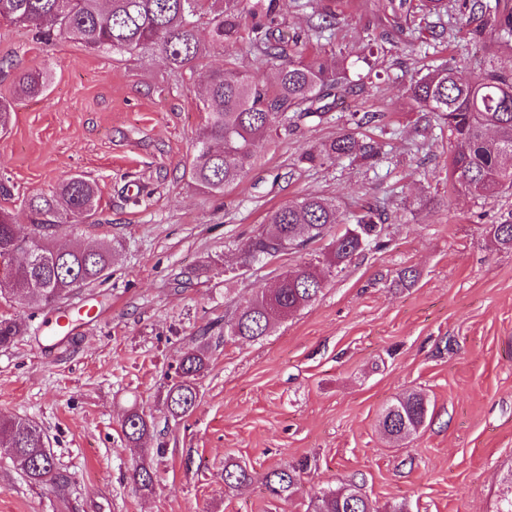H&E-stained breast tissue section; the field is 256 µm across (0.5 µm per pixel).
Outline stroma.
<instances>
[{
    "label": "stroma",
    "mask_w": 512,
    "mask_h": 512,
    "mask_svg": "<svg viewBox=\"0 0 512 512\" xmlns=\"http://www.w3.org/2000/svg\"><path fill=\"white\" fill-rule=\"evenodd\" d=\"M386 0H345L312 49L355 65L358 85L323 118H299L288 136L256 148L255 166L224 193L186 173L206 122L199 100L210 70L256 61L246 44L212 49L191 71L172 72L150 54L91 52L73 41L44 44L28 28L0 23V100L15 101L0 134V207L31 230L27 197L74 174L98 182L91 223L62 227L58 240L90 247L114 241L106 279L49 308L0 299V316L21 315L25 332L0 348V414L29 419L47 435L71 478L55 493L32 484L0 452V512H311L318 492L361 486L380 512H496L512 476V252L491 242L512 195L477 199L448 181V129L424 127L406 93L426 64L455 61L472 78L512 70V50L485 41H422L410 19L397 46H382ZM46 70L45 92L17 99L15 77ZM367 116L355 126V115ZM380 145L366 164L344 158L309 167L303 148L352 128ZM306 194L348 218L368 204L388 215L385 244L328 277L308 307L257 341L225 340L224 323L278 275L308 261L289 252L230 271L237 250L268 211ZM412 268L414 283L397 286ZM100 310L97 320L85 307ZM77 317L74 338L51 337L59 312ZM214 324L212 357L195 411L165 419L166 375ZM409 390L434 409L425 430L386 436L382 410ZM151 410L164 457L153 494L128 476L141 449L121 421L131 405ZM252 472L224 483V466ZM293 465L300 489L272 497L270 470Z\"/></svg>",
    "instance_id": "obj_1"
}]
</instances>
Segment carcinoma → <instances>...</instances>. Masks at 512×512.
Wrapping results in <instances>:
<instances>
[{
  "mask_svg": "<svg viewBox=\"0 0 512 512\" xmlns=\"http://www.w3.org/2000/svg\"><path fill=\"white\" fill-rule=\"evenodd\" d=\"M386 19L394 31L411 16L421 20L448 14V0H388ZM458 21L472 39L493 38L512 46V10L501 0H458ZM306 34L288 35L277 11V0H0V22L35 30L43 43L75 41L92 52L135 55L149 52L171 70H193L214 47L245 42L259 64L274 69L267 83L256 71L228 58L224 67L211 71L201 99L207 124L200 132L189 176L201 190L212 194L239 181L254 165L255 143L272 133L294 131V118H322L331 109L330 98H341L350 88L352 65L339 57L333 66L307 56V45L331 28L336 12L313 7ZM207 24L210 40L199 38V26ZM48 75L24 72L16 81L20 96L44 91ZM408 94L422 112L437 115L448 125L453 189L490 199L512 192V72L484 70L463 82L451 63L429 68L411 77ZM343 157L365 161L379 157L372 140L354 132L343 133L319 145L306 147L298 163L321 166ZM98 184L72 175L50 194L28 198L27 209L35 227L28 239L16 236L11 213L0 208V258L22 255L10 270L21 298L32 306L52 307L75 289L107 275L112 243L95 247H64L54 230L76 226L93 212L99 200ZM339 225L337 209L324 198L307 195L271 211L257 234L240 249L237 264L249 267L265 257L277 258L303 251L330 238L324 259H312L280 275L279 284L238 308L224 335L258 340L288 315L310 305L322 292L327 276L340 272L353 257L382 246L383 214L368 207ZM492 239L501 250L512 251V210L493 225ZM18 316H0V347L10 346L21 335ZM209 343L188 348L175 366L163 412L175 421L190 416L199 398V379L208 368ZM429 400L420 392L400 394L381 413L379 425L394 439L416 435L432 419ZM121 429L126 441L143 448L132 465L130 479L137 491L149 494L156 473L149 454L163 449L143 447L154 435L155 416L134 405L127 410ZM0 449L21 465L29 482L63 490L70 477L57 467L49 441L36 424L19 417L0 416ZM252 473L237 464L224 466V483L251 482ZM271 495L287 499L298 489L295 467L266 473ZM313 512H379L370 498L356 489H329L311 501Z\"/></svg>",
  "mask_w": 512,
  "mask_h": 512,
  "instance_id": "cac0c4a2",
  "label": "carcinoma"
}]
</instances>
